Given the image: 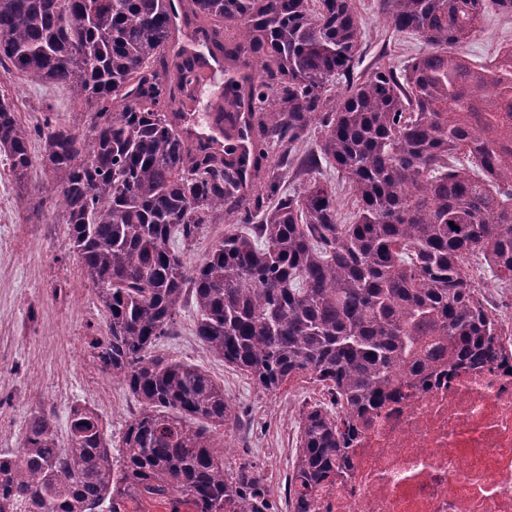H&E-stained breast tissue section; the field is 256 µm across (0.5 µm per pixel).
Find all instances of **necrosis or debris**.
<instances>
[{"mask_svg":"<svg viewBox=\"0 0 512 512\" xmlns=\"http://www.w3.org/2000/svg\"><path fill=\"white\" fill-rule=\"evenodd\" d=\"M318 512H512V360L439 366L370 414Z\"/></svg>","mask_w":512,"mask_h":512,"instance_id":"obj_1","label":"necrosis or debris"}]
</instances>
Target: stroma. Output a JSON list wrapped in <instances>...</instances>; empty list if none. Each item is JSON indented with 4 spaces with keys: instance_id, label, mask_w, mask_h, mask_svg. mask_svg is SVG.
Listing matches in <instances>:
<instances>
[{
    "instance_id": "obj_1",
    "label": "stroma",
    "mask_w": 512,
    "mask_h": 512,
    "mask_svg": "<svg viewBox=\"0 0 512 512\" xmlns=\"http://www.w3.org/2000/svg\"><path fill=\"white\" fill-rule=\"evenodd\" d=\"M365 35L358 72L397 66L423 52L414 36L394 30L381 0H352ZM512 46V16L488 8L483 24L461 52L472 62L493 59ZM0 90L14 101L23 120L36 124L48 104L61 123L72 122L71 93L22 77L0 76ZM195 301L185 295L175 333L159 351L192 363L224 388L237 417L224 443L231 463L248 461L266 478L277 512L287 508L285 480L291 469L303 407L326 402L320 385L272 393L242 372L212 356L195 334ZM104 331L97 292L83 276L59 220L53 181L35 167L18 184L0 164V452L15 451L32 414H51L59 439H66L71 410L95 409L120 440L126 422L140 405L117 380L92 362L88 342Z\"/></svg>"
}]
</instances>
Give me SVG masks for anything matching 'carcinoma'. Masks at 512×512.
<instances>
[{
  "label": "carcinoma",
  "mask_w": 512,
  "mask_h": 512,
  "mask_svg": "<svg viewBox=\"0 0 512 512\" xmlns=\"http://www.w3.org/2000/svg\"><path fill=\"white\" fill-rule=\"evenodd\" d=\"M171 2L0 0V71L68 88L77 112L30 127L0 94V157L21 183L43 142L103 306L91 355L140 403L116 454L91 410L71 411L65 448L50 415H32L0 453V512H115L124 497L142 512L170 493L199 512H275L261 472L217 451L224 387L156 349L189 288L213 356L268 392L305 377L342 406L301 410L288 512H313L360 424L415 373L512 358L469 275L472 262L512 285V49L491 70L458 51L512 0H384L426 49L359 76L351 0H181L224 59L222 140L182 128L204 57L175 43ZM324 167L355 196L345 221ZM290 179L299 188L281 190ZM212 224L251 233L225 231L186 269L175 242Z\"/></svg>",
  "instance_id": "obj_1"
}]
</instances>
